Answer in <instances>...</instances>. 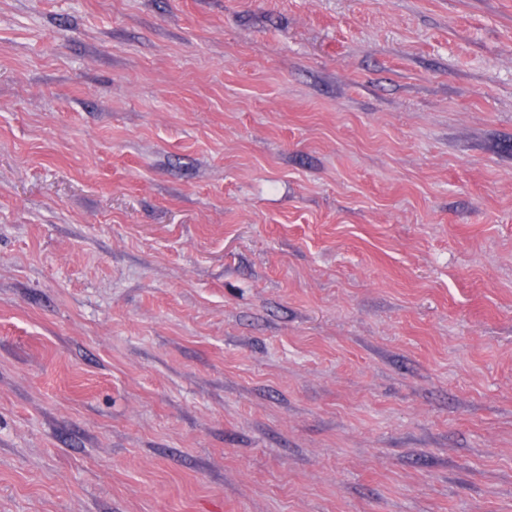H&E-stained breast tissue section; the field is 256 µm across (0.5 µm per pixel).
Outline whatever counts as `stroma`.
<instances>
[{
  "label": "stroma",
  "mask_w": 512,
  "mask_h": 512,
  "mask_svg": "<svg viewBox=\"0 0 512 512\" xmlns=\"http://www.w3.org/2000/svg\"><path fill=\"white\" fill-rule=\"evenodd\" d=\"M0 512H512V0H0Z\"/></svg>",
  "instance_id": "1"
}]
</instances>
